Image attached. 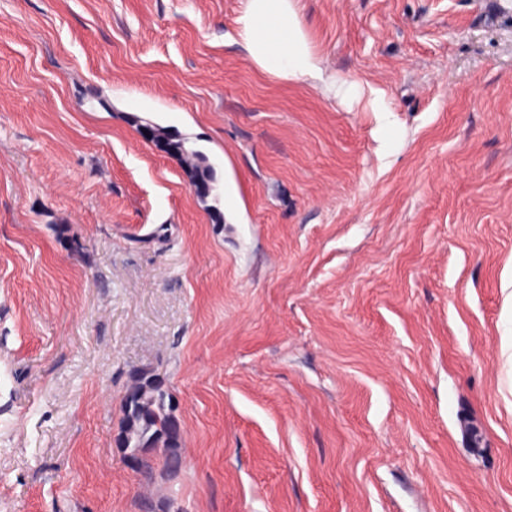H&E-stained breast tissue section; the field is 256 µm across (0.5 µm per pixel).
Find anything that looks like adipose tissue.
Returning a JSON list of instances; mask_svg holds the SVG:
<instances>
[{
    "label": "adipose tissue",
    "instance_id": "ef3b65f1",
    "mask_svg": "<svg viewBox=\"0 0 512 512\" xmlns=\"http://www.w3.org/2000/svg\"><path fill=\"white\" fill-rule=\"evenodd\" d=\"M237 34L251 61L276 78L309 83L327 97L355 91L354 86L340 88L325 79L296 0H243Z\"/></svg>",
    "mask_w": 512,
    "mask_h": 512
}]
</instances>
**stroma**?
<instances>
[{
    "label": "stroma",
    "instance_id": "stroma-1",
    "mask_svg": "<svg viewBox=\"0 0 512 512\" xmlns=\"http://www.w3.org/2000/svg\"><path fill=\"white\" fill-rule=\"evenodd\" d=\"M241 9L0 0V512H512V0H298L336 99ZM146 365L186 448L150 482ZM153 133L156 138L164 142L168 152L184 160L191 184L193 186L202 184L206 188V193L201 198L206 199L211 196L215 189V176L214 167L209 162L208 157L201 151L187 149L186 141L183 139L173 141L162 138L158 128L153 127ZM178 403L164 376L148 366L134 368L121 399V426L116 445L125 460L152 478L150 455L160 453L163 470H178L183 463V438Z\"/></svg>",
    "mask_w": 512,
    "mask_h": 512
}]
</instances>
